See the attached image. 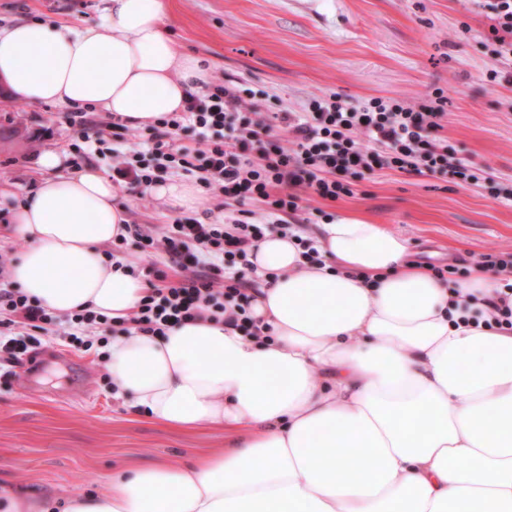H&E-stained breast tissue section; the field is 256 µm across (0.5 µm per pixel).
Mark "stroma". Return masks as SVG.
I'll list each match as a JSON object with an SVG mask.
<instances>
[{
	"label": "stroma",
	"mask_w": 512,
	"mask_h": 512,
	"mask_svg": "<svg viewBox=\"0 0 512 512\" xmlns=\"http://www.w3.org/2000/svg\"><path fill=\"white\" fill-rule=\"evenodd\" d=\"M179 49L206 57L214 79L261 93L265 111H300L306 99L339 93L420 103L433 88L448 97L442 137L488 180L452 182L380 170L353 196L323 203L337 217L388 225L419 262L462 265L488 248L512 249V84L487 85L492 22L483 0H165ZM102 0H0V26L17 20L90 25ZM70 108L0 95V254L23 248L10 218L36 185L40 153L69 155L78 129ZM100 326L89 351L56 339L35 360L0 377V490L96 492L122 469L178 465L223 447L213 428L173 429L116 398Z\"/></svg>",
	"instance_id": "obj_1"
}]
</instances>
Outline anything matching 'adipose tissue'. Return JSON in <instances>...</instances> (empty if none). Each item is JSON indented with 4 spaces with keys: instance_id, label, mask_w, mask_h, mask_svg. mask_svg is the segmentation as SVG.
Wrapping results in <instances>:
<instances>
[{
    "instance_id": "1",
    "label": "adipose tissue",
    "mask_w": 512,
    "mask_h": 512,
    "mask_svg": "<svg viewBox=\"0 0 512 512\" xmlns=\"http://www.w3.org/2000/svg\"><path fill=\"white\" fill-rule=\"evenodd\" d=\"M104 2L91 26L0 29L7 94L133 127L181 111L207 63L178 49L162 0ZM39 166L12 215L28 247L8 279L59 314L131 318L146 284L102 253L126 233L118 187L51 149ZM313 240L315 263L276 232L255 252L277 276L252 305L271 339L212 320L113 338L116 396L166 427L223 429L224 445L130 467L63 512H512V331L489 328L483 302L500 275L443 282L407 238L360 219Z\"/></svg>"
}]
</instances>
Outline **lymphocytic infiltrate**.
Instances as JSON below:
<instances>
[{
	"label": "lymphocytic infiltrate",
	"mask_w": 512,
	"mask_h": 512,
	"mask_svg": "<svg viewBox=\"0 0 512 512\" xmlns=\"http://www.w3.org/2000/svg\"><path fill=\"white\" fill-rule=\"evenodd\" d=\"M494 24L497 64L489 85L512 79V0H486ZM443 89L420 105L375 97L351 104L338 93L315 95L299 112H267L246 101L233 81L207 83L190 94L184 111L162 116L150 130L121 125L105 137L86 122L70 162L82 167L94 147L110 145L112 180L128 195L166 176L186 173L224 200V223L193 216L159 227L128 225L141 253H165L178 280L149 283L131 330L157 336L186 321L214 318L259 337L251 316L258 286L251 254L266 233L295 231L307 203L352 196L359 180L389 169L426 176H457L461 184L479 175L457 157L438 133L447 117ZM8 263L0 257V370L12 374L48 337L53 312L23 291L5 287Z\"/></svg>",
	"instance_id": "f902f5d3"
}]
</instances>
